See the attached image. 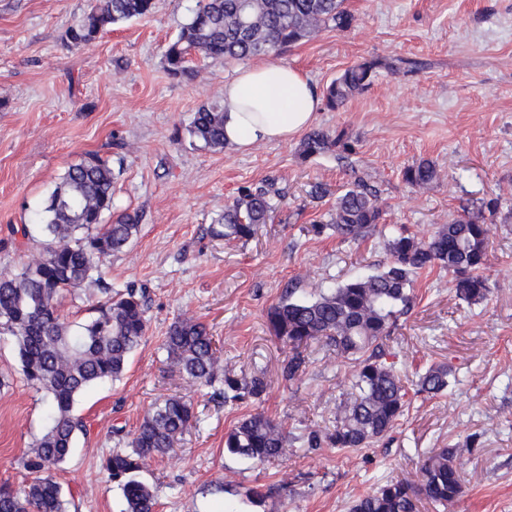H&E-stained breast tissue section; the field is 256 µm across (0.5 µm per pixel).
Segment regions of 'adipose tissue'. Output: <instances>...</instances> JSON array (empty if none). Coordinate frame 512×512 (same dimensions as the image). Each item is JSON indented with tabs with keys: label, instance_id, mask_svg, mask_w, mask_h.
<instances>
[{
	"label": "adipose tissue",
	"instance_id": "obj_1",
	"mask_svg": "<svg viewBox=\"0 0 512 512\" xmlns=\"http://www.w3.org/2000/svg\"><path fill=\"white\" fill-rule=\"evenodd\" d=\"M320 105L300 69L277 63L240 68L224 83V140L240 148L288 141L313 122Z\"/></svg>",
	"mask_w": 512,
	"mask_h": 512
}]
</instances>
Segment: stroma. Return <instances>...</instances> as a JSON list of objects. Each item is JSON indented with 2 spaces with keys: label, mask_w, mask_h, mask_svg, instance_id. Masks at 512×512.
I'll list each match as a JSON object with an SVG mask.
<instances>
[{
  "label": "stroma",
  "mask_w": 512,
  "mask_h": 512,
  "mask_svg": "<svg viewBox=\"0 0 512 512\" xmlns=\"http://www.w3.org/2000/svg\"><path fill=\"white\" fill-rule=\"evenodd\" d=\"M94 3L0 0V273L21 269L37 247L22 226L86 154L109 161L116 211L141 216L130 251L108 257L103 278L144 289L148 331L123 376L75 405L88 432L59 473L69 512H123L102 461L172 394L192 401L198 423L143 474L156 512H224L228 504L234 512H349L385 479L419 482L432 449L470 439L455 512H512V220L499 216L487 300L467 305L447 271H423L387 342L408 380L451 365L456 380L446 393L409 394L393 432L356 452H309L295 442L287 457L256 465L224 451L225 434L247 414L264 413L295 435L313 420L332 427L351 396L349 366L322 342L305 349L297 380L285 381L290 349L267 312L292 286L310 292L385 262L381 234L344 242L312 230L356 176L379 189L384 224L424 236L462 202L512 194V0H345L357 18L351 29H326L275 56L320 90L348 67L377 61L367 89L339 109L320 107L313 121L346 131L353 152L345 161L333 152L302 156L299 134L244 150L204 147L190 132L194 114L223 98L239 65L210 59L199 78L166 73L165 51L197 0H153L146 16L74 49L66 32ZM423 158L441 178L418 192L402 171ZM266 180L281 190L272 223L246 240L208 234L241 190ZM186 314L207 325L239 379L265 378L262 400L225 403L167 365L162 341ZM0 375L10 382L0 390V483L19 488L31 479L23 461L44 431L47 401L3 338ZM256 488L264 497L254 502Z\"/></svg>",
  "instance_id": "1"
}]
</instances>
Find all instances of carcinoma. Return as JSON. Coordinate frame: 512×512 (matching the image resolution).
Listing matches in <instances>:
<instances>
[{
    "mask_svg": "<svg viewBox=\"0 0 512 512\" xmlns=\"http://www.w3.org/2000/svg\"><path fill=\"white\" fill-rule=\"evenodd\" d=\"M153 0H99L67 31L75 48L87 46L106 27L147 15ZM355 16L344 0H198L197 9L165 54L166 71L175 78H195L200 69L191 58H222L244 62L314 37L319 32L352 26ZM372 61L346 69L325 90L326 106L336 109L370 85ZM192 134L204 146L224 148V109L214 101L195 112ZM335 150L345 159L353 152L346 133L312 130L301 143L305 157ZM114 171L108 161L90 154L70 165L47 201L30 214L23 236L36 231L41 247L30 253L21 270L0 275V336L11 338L23 375L45 393L50 404L42 436L24 461L31 482L16 490L0 485V512H68L58 471L71 456L76 439L87 434L74 405L90 387L119 379L148 330L144 292L128 286L103 287L105 300L78 328L59 310L61 298L80 295L92 282H102L99 263L122 253L140 228L136 213L123 212L108 221L114 209ZM440 170L421 159L403 170V180L420 191L439 181ZM279 192L267 183L248 188L224 207L209 225L214 238L248 239L274 211ZM500 199L480 207L463 205L451 221L427 238L405 228H393L385 239L387 260L372 273L358 272L338 285L322 287L307 296L292 288L267 313L274 335L288 343L292 355L282 375L292 381L305 363L301 347L323 341L351 365L355 394L336 412L331 430L317 423L299 436L306 448H369L392 431L409 406L406 379L387 362L385 341L398 316L409 310L416 276L439 267L454 276L457 297L468 305L485 301L490 288L484 270L495 225L485 212L496 213ZM382 219L378 192L358 179L336 197L327 219L314 225L344 240L371 234ZM166 362L200 386L223 385L226 403H244L266 391L259 378L239 380L224 359L206 325L193 316L174 321L164 337ZM452 369L429 367L419 376L415 393L436 396L448 390ZM198 423L194 407L182 396L156 401L133 434L129 447L103 459L102 470L125 499V512H155L151 487L140 479L148 461L164 457L175 441ZM288 439L282 427L261 412L248 415L224 436V451L251 463H269L286 454ZM471 448H440L421 465V481L412 487L388 480L354 501L350 512H418L424 497L442 512H454L463 494L456 460Z\"/></svg>",
    "mask_w": 512,
    "mask_h": 512,
    "instance_id": "obj_1",
    "label": "carcinoma"
}]
</instances>
